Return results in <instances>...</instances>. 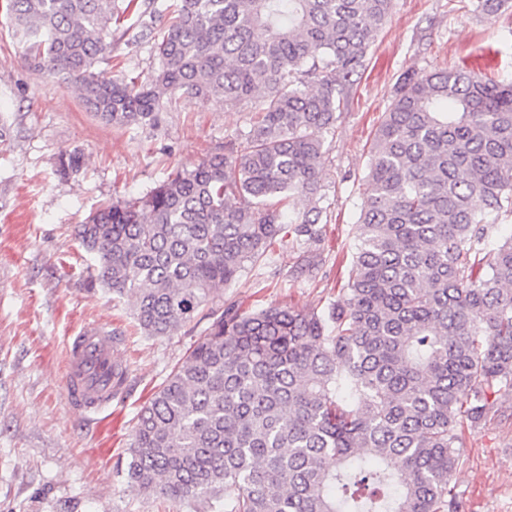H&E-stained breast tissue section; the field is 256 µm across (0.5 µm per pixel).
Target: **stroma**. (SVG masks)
Listing matches in <instances>:
<instances>
[{"label": "stroma", "mask_w": 512, "mask_h": 512, "mask_svg": "<svg viewBox=\"0 0 512 512\" xmlns=\"http://www.w3.org/2000/svg\"><path fill=\"white\" fill-rule=\"evenodd\" d=\"M6 5L0 0V117L9 126L0 144V512H204L198 501L143 492L121 469L141 408L205 326L142 334L133 298L96 282V261L73 229L100 203L143 196L239 142L255 106L180 94L156 123L106 125L74 83L23 62ZM462 63L512 80V10L483 19L464 0H392L364 70L324 134L319 239L274 247L225 288V302L243 311L320 312L336 303L355 250L370 147L396 82ZM158 67L153 39L134 28L96 71L143 79ZM73 150L82 164L62 175L59 159ZM88 323L123 331L119 357L128 368L126 390L92 421L70 412L62 385L63 338ZM460 452L450 485L463 512H512V394L465 430Z\"/></svg>", "instance_id": "stroma-1"}]
</instances>
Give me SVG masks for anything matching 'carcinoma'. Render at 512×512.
Wrapping results in <instances>:
<instances>
[{
  "instance_id": "1",
  "label": "carcinoma",
  "mask_w": 512,
  "mask_h": 512,
  "mask_svg": "<svg viewBox=\"0 0 512 512\" xmlns=\"http://www.w3.org/2000/svg\"><path fill=\"white\" fill-rule=\"evenodd\" d=\"M482 16L509 0H469ZM145 80L103 81L112 24L138 0H9L24 62L76 84L108 125L182 93L262 99L243 140L75 228L97 280L147 336L209 321L140 410L126 474L209 512H459L449 477L494 387L512 390V82L410 75L370 148L368 193L328 314L216 309L289 235L319 234L322 134L391 0H173ZM310 79L302 90L299 84ZM305 202L296 219L283 209Z\"/></svg>"
}]
</instances>
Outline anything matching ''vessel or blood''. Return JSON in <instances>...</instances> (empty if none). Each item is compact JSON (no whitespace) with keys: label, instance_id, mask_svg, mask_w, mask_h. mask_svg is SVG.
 <instances>
[{"label":"vessel or blood","instance_id":"obj_1","mask_svg":"<svg viewBox=\"0 0 512 512\" xmlns=\"http://www.w3.org/2000/svg\"><path fill=\"white\" fill-rule=\"evenodd\" d=\"M63 347L64 393L70 411L86 416L110 407L123 389L113 378L121 346L113 342L111 332L86 325L66 336Z\"/></svg>","mask_w":512,"mask_h":512}]
</instances>
